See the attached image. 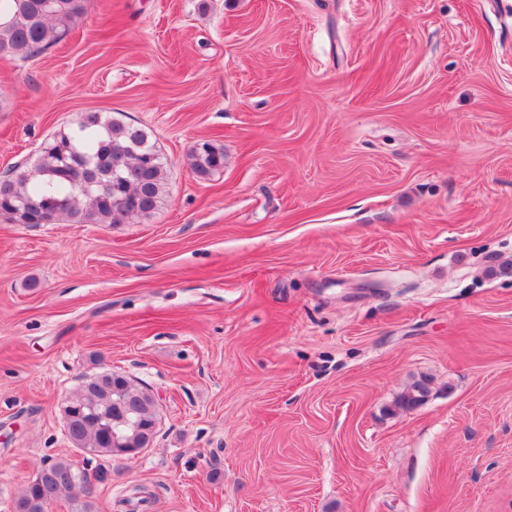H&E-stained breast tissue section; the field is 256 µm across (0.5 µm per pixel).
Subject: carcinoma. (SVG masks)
<instances>
[{
	"instance_id": "1",
	"label": "carcinoma",
	"mask_w": 512,
	"mask_h": 512,
	"mask_svg": "<svg viewBox=\"0 0 512 512\" xmlns=\"http://www.w3.org/2000/svg\"><path fill=\"white\" fill-rule=\"evenodd\" d=\"M89 0H0V57H30L59 42L88 12ZM200 180L224 167V149L211 142L187 152ZM168 161L147 128L117 112L88 111L71 128L45 143L32 171H14L0 179V215L15 224H131L161 206ZM99 383L82 384L67 399L70 438L99 458L128 455L147 448L156 436L158 402L132 378L96 374ZM427 387L416 383L399 405L414 408ZM88 470L69 458L45 461L13 501V512H47L66 497L71 512H94Z\"/></svg>"
}]
</instances>
